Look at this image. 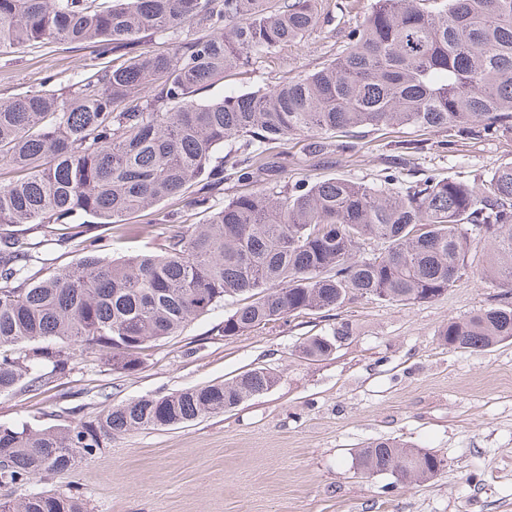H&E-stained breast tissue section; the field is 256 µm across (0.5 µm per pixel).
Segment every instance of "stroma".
I'll use <instances>...</instances> for the list:
<instances>
[{"mask_svg": "<svg viewBox=\"0 0 512 512\" xmlns=\"http://www.w3.org/2000/svg\"><path fill=\"white\" fill-rule=\"evenodd\" d=\"M373 0H323L331 19L300 40L232 70L200 94L213 100L270 88L314 70L345 49L348 33ZM91 48L57 44L0 55V99L57 89L94 63ZM444 128L362 127L326 133L317 152L302 134L275 145L293 159L262 185L341 177L381 184L392 173L472 180L512 161V136L466 135L445 148ZM172 213L199 224V209L166 200L126 217V238L113 244L94 230L105 255L155 252L142 225ZM500 288L467 274L428 303L362 297L331 311H305L271 328L224 337L226 304L153 343L134 373L112 371L105 358L76 356L72 370L44 387L0 394V424L33 427L76 422L92 412L152 394L229 380L251 368L273 369L277 384L231 411L174 427L115 435L71 471L34 478L31 492L76 494L90 512H512V342L480 352L448 348L439 332L494 304ZM349 324L352 334L323 360L300 357L304 338ZM391 438L437 454L445 468L424 483L387 474L357 475L354 454Z\"/></svg>", "mask_w": 512, "mask_h": 512, "instance_id": "stroma-1", "label": "stroma"}]
</instances>
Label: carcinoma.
I'll list each match as a JSON object with an SVG mask.
<instances>
[{"label":"carcinoma","instance_id":"carcinoma-1","mask_svg":"<svg viewBox=\"0 0 512 512\" xmlns=\"http://www.w3.org/2000/svg\"><path fill=\"white\" fill-rule=\"evenodd\" d=\"M0 0V55L31 45L77 44L117 65H90L61 91L0 100V394L44 385L77 352L132 373L150 341L172 336L228 301L218 331L238 336L306 310L334 311L355 297L426 303L488 246L482 278L503 299L440 332L453 350L512 340V162L473 181L409 185L394 174L368 186L339 177L280 190L257 182L272 145L298 133L411 124L512 134V0H374L342 54L274 86L203 101L231 69L294 42L321 21V0ZM189 25L194 32L181 36ZM167 43L155 52L146 38ZM227 142L237 144L213 160ZM191 196L202 224L155 225L158 253L101 255L83 240L77 262L54 266L67 240L58 226L84 216L124 235V217ZM349 328L309 336L324 358ZM257 367L230 382L145 395L76 424L0 425V486L20 489L72 470L112 435L194 422L269 391ZM358 473L427 480L444 467L430 452L378 439L355 458ZM0 512H89L77 496L42 491L0 498Z\"/></svg>","mask_w":512,"mask_h":512}]
</instances>
